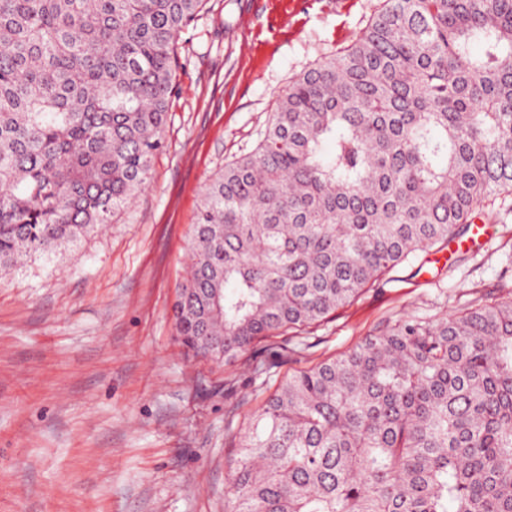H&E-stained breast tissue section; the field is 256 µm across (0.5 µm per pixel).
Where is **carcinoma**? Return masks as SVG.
<instances>
[{
	"label": "carcinoma",
	"instance_id": "carcinoma-1",
	"mask_svg": "<svg viewBox=\"0 0 512 512\" xmlns=\"http://www.w3.org/2000/svg\"><path fill=\"white\" fill-rule=\"evenodd\" d=\"M204 2L0 0L1 274L149 187ZM510 196L512 0H384L204 186L178 341L226 364L317 326ZM237 456L229 512H512V298L289 374Z\"/></svg>",
	"mask_w": 512,
	"mask_h": 512
}]
</instances>
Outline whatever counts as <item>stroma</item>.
<instances>
[{"label":"stroma","mask_w":512,"mask_h":512,"mask_svg":"<svg viewBox=\"0 0 512 512\" xmlns=\"http://www.w3.org/2000/svg\"><path fill=\"white\" fill-rule=\"evenodd\" d=\"M383 0H206L182 33L150 187L78 247L0 275V512H226L249 417L297 370L398 320L512 297V209L301 333L235 363L188 355L172 306L202 189L253 151L292 78L352 43Z\"/></svg>","instance_id":"obj_1"}]
</instances>
